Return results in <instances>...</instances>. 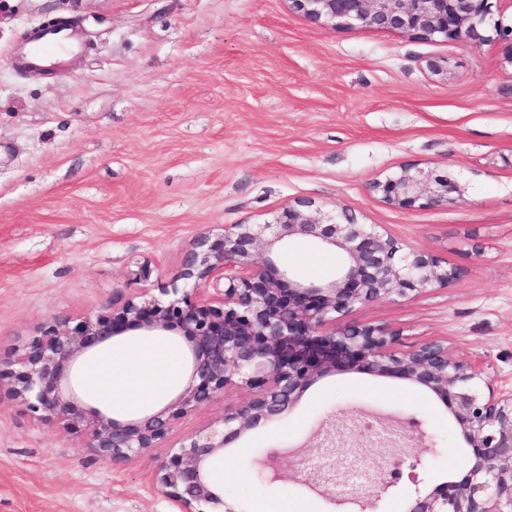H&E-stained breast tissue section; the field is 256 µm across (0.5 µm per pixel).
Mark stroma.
<instances>
[{"mask_svg": "<svg viewBox=\"0 0 512 512\" xmlns=\"http://www.w3.org/2000/svg\"><path fill=\"white\" fill-rule=\"evenodd\" d=\"M48 12L81 17L84 49L64 73H19V36ZM509 27L512 0H490L462 42L327 28L286 0H0V350L48 319L140 296L141 264L154 286L167 283L202 232L261 224L308 198L458 272L448 287L356 306L351 320L397 332L405 349L445 341L511 384ZM404 165L448 173L462 201L385 205L370 186ZM281 261L307 280L336 269L307 243ZM238 400L230 391L202 406L170 443ZM85 441L0 392V512H174L156 481L166 449L117 467ZM413 443L420 479L459 473L465 444L429 392L339 372L246 433L213 472L250 512H352L349 494Z\"/></svg>", "mask_w": 512, "mask_h": 512, "instance_id": "stroma-1", "label": "stroma"}]
</instances>
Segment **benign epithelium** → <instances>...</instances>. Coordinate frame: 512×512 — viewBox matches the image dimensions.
I'll return each mask as SVG.
<instances>
[{"mask_svg":"<svg viewBox=\"0 0 512 512\" xmlns=\"http://www.w3.org/2000/svg\"><path fill=\"white\" fill-rule=\"evenodd\" d=\"M307 21L331 28L384 31L422 40H462L488 0H287ZM401 210L447 208L462 200L458 182L432 168L403 167L371 185ZM336 254L330 280H298L281 264L289 243ZM458 272L431 253L403 247L379 224L309 199L263 224H232L199 235L181 271L108 314L53 318L0 357V381L40 419L84 430L86 448L124 464L168 441L182 419L228 392L239 401L216 425L180 441L156 480L178 512H248L224 499L213 463L243 434L279 419L321 377L352 372L409 381L442 403L462 437L461 477L407 496L405 512H512V386L495 388L482 361L451 357L430 340L407 350L399 335L347 323L354 307L446 287ZM124 336H177L188 349L184 382L169 402L131 418L95 406L73 370L96 348Z\"/></svg>","mask_w":512,"mask_h":512,"instance_id":"1","label":"benign epithelium"}]
</instances>
